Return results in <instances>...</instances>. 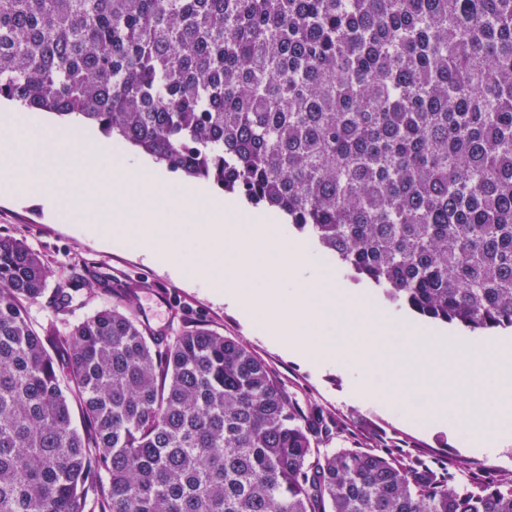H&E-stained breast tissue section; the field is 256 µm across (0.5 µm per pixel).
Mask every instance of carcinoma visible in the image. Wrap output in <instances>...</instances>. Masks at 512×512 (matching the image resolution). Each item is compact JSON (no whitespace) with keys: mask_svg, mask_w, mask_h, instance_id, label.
Returning a JSON list of instances; mask_svg holds the SVG:
<instances>
[{"mask_svg":"<svg viewBox=\"0 0 512 512\" xmlns=\"http://www.w3.org/2000/svg\"><path fill=\"white\" fill-rule=\"evenodd\" d=\"M0 98L278 210L399 308L512 329V0H0ZM48 276L0 239V512H512V479L321 447L329 418L205 325L155 334L138 284L36 329Z\"/></svg>","mask_w":512,"mask_h":512,"instance_id":"cac0c4a2","label":"carcinoma"}]
</instances>
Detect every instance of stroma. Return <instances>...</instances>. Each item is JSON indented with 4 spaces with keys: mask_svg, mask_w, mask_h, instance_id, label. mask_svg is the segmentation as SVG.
<instances>
[{
    "mask_svg": "<svg viewBox=\"0 0 512 512\" xmlns=\"http://www.w3.org/2000/svg\"><path fill=\"white\" fill-rule=\"evenodd\" d=\"M0 237L23 240L37 250L48 268L50 285L71 278L78 304L75 319L109 304V287L136 282L140 285L136 305L156 333L171 336L198 322L242 342L265 360L302 406L321 410L338 422L342 434L332 439V447L417 455L451 468L461 484L512 477V435L497 452L477 455L468 451L464 436L414 426L400 415L356 401L349 394L346 374L320 371L270 345L259 326H248L223 300L172 279L129 243L88 237L77 224L57 220L6 193L0 194Z\"/></svg>",
    "mask_w": 512,
    "mask_h": 512,
    "instance_id": "stroma-1",
    "label": "stroma"
}]
</instances>
